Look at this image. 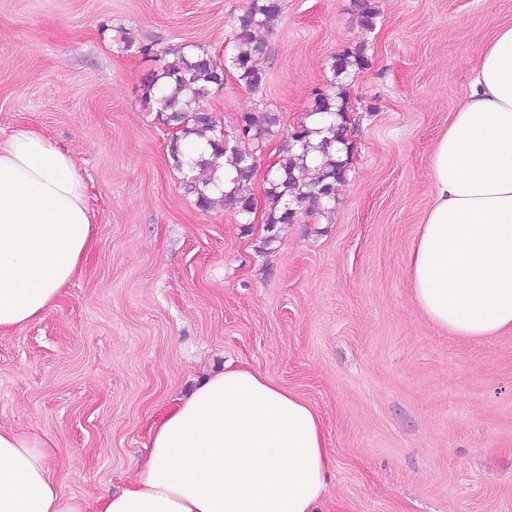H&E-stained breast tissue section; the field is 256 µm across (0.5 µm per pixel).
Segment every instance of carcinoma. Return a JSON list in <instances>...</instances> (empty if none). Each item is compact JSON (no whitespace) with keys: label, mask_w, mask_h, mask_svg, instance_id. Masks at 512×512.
Instances as JSON below:
<instances>
[{"label":"carcinoma","mask_w":512,"mask_h":512,"mask_svg":"<svg viewBox=\"0 0 512 512\" xmlns=\"http://www.w3.org/2000/svg\"><path fill=\"white\" fill-rule=\"evenodd\" d=\"M282 7L281 0H248L234 20L228 62L237 83L252 92L266 82L260 60L266 54L268 36ZM358 10L361 26L372 29L377 16L372 0H358ZM165 55L169 59L162 69L144 84L143 100L155 107L164 126H180L170 139L173 166L185 172L187 186L202 209L222 207L243 217L248 215L254 198L246 191L250 178L245 169L260 153V146L274 136L279 123L272 120L266 108L243 113L233 132L236 142L225 145L216 118L204 106L206 99L224 91V83L218 79L224 65L198 47L170 49ZM366 66L363 43L337 54L327 89L316 91L313 108L307 119L297 124L296 136L281 145L275 170L264 190V244L278 238L282 225L333 212L336 186L346 181L349 171V79ZM190 136L205 140L208 146L195 158L185 157L181 150V141ZM225 165L231 168L233 177L218 192L214 174Z\"/></svg>","instance_id":"carcinoma-1"}]
</instances>
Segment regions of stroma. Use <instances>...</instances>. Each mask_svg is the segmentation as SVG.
<instances>
[{
  "label": "stroma",
  "mask_w": 512,
  "mask_h": 512,
  "mask_svg": "<svg viewBox=\"0 0 512 512\" xmlns=\"http://www.w3.org/2000/svg\"><path fill=\"white\" fill-rule=\"evenodd\" d=\"M246 2L0 0V135L28 128L68 148L94 214L58 302L0 333V427L49 441L57 483L93 505L127 486L174 401L230 363L320 412L336 459L326 512H512V332L440 330L406 267L433 145L512 0H374L370 31L354 0H283L263 88L230 75L205 102L228 133L252 109L279 115L252 195L334 57L362 43L368 66L350 86L333 213L268 247L260 213L197 206L142 100L158 52L223 58Z\"/></svg>",
  "instance_id": "obj_1"
}]
</instances>
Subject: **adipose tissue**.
Returning a JSON list of instances; mask_svg holds the SVG:
<instances>
[{
	"label": "adipose tissue",
	"instance_id": "1",
	"mask_svg": "<svg viewBox=\"0 0 512 512\" xmlns=\"http://www.w3.org/2000/svg\"><path fill=\"white\" fill-rule=\"evenodd\" d=\"M433 200L407 254L411 296L436 326L512 331V26L471 67L430 157ZM73 156L28 129L0 136V332L60 298L93 239ZM50 445L0 428V512H321L335 460L319 412L256 370L226 366L175 401L138 469L96 508L64 494Z\"/></svg>",
	"mask_w": 512,
	"mask_h": 512
}]
</instances>
